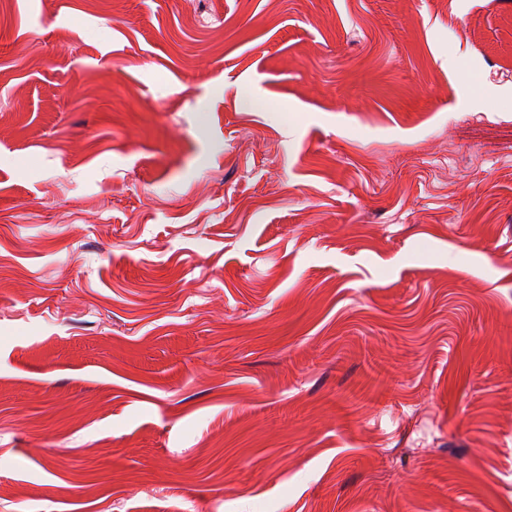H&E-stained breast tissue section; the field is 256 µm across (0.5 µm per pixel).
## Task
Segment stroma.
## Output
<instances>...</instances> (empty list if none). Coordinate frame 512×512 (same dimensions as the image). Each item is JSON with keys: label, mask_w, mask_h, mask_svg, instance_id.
<instances>
[{"label": "stroma", "mask_w": 512, "mask_h": 512, "mask_svg": "<svg viewBox=\"0 0 512 512\" xmlns=\"http://www.w3.org/2000/svg\"><path fill=\"white\" fill-rule=\"evenodd\" d=\"M0 0V512H512V0Z\"/></svg>", "instance_id": "obj_1"}]
</instances>
